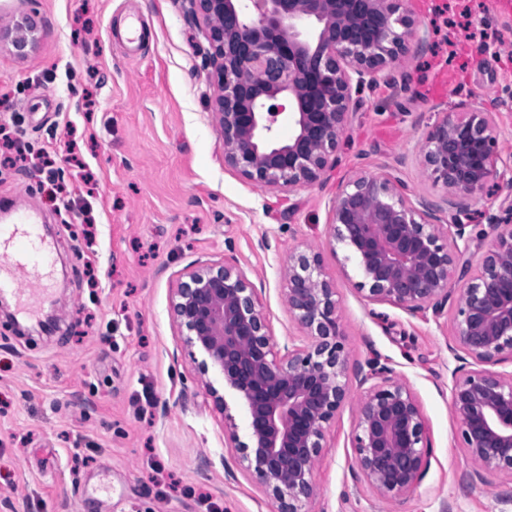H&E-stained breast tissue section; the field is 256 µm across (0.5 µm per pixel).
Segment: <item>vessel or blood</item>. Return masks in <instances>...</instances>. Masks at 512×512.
I'll return each instance as SVG.
<instances>
[{"mask_svg":"<svg viewBox=\"0 0 512 512\" xmlns=\"http://www.w3.org/2000/svg\"><path fill=\"white\" fill-rule=\"evenodd\" d=\"M50 268V246L24 208H16L14 223L0 226V293L17 296L22 313L33 314Z\"/></svg>","mask_w":512,"mask_h":512,"instance_id":"obj_1","label":"vessel or blood"}]
</instances>
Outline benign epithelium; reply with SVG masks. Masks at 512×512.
I'll list each match as a JSON object with an SVG mask.
<instances>
[{"label": "benign epithelium", "mask_w": 512, "mask_h": 512, "mask_svg": "<svg viewBox=\"0 0 512 512\" xmlns=\"http://www.w3.org/2000/svg\"><path fill=\"white\" fill-rule=\"evenodd\" d=\"M183 16L201 26L204 67L214 95L210 115L224 139V164L262 187L292 190L318 182L334 156L356 94L405 54L410 20L395 0H179ZM40 42L39 22L20 15L0 27V44L18 59ZM285 116L291 134L282 141ZM490 113L451 112L423 146L427 170L451 198L482 190L496 177ZM334 240L362 275L370 303L440 314L468 225L437 224L391 175L359 177L331 206ZM502 227L479 271L461 288L454 317L459 360L450 405L475 473L512 476V374L492 370L512 360V226ZM288 312L308 342H274L257 288L235 263L202 264L183 275L172 301L185 344L214 369L222 388L246 408L248 441L232 416L224 432L238 461L269 494L274 512H309L317 495L316 463L330 422L351 399L348 354L335 288L321 256L299 251L281 270ZM354 456L364 483L395 500L420 481L429 433L410 388L377 360L358 378Z\"/></svg>", "instance_id": "1"}]
</instances>
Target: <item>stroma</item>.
Returning <instances> with one entry per match:
<instances>
[{
	"label": "stroma",
	"instance_id": "1",
	"mask_svg": "<svg viewBox=\"0 0 512 512\" xmlns=\"http://www.w3.org/2000/svg\"><path fill=\"white\" fill-rule=\"evenodd\" d=\"M500 2L403 0L416 32L408 54L365 89L321 180L288 192L225 166L204 38L176 0H0V25L20 12L42 25L28 58L0 50V125L20 124L34 154L74 128L94 176L86 192L78 169L63 167L77 189L64 209L35 165L0 167V208L24 206L55 246L41 308L57 314L53 331L25 336L0 316V512H273L224 443L228 414L246 438L245 407L228 390L226 412L214 408L202 383L222 381L201 373L170 303L189 265L225 259L254 283L275 341L300 335L279 270L309 246L336 290L350 373L373 359L392 368L430 429L423 477L386 503L360 477L356 406L346 405L327 428L310 512H512V477L475 475L450 408L454 304L437 316L367 302L330 237L344 186L390 172L438 223L469 224L475 245L456 286L479 269L496 234L489 215L512 204V7ZM467 109L495 121L498 175L451 199L423 145L445 113Z\"/></svg>",
	"mask_w": 512,
	"mask_h": 512
}]
</instances>
